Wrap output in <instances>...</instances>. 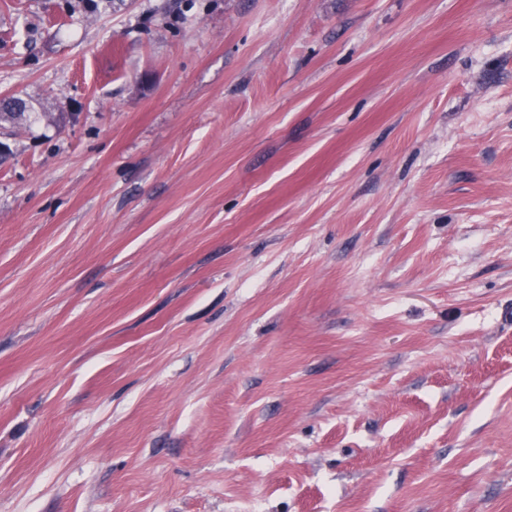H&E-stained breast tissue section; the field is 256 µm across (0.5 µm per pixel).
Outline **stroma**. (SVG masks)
<instances>
[{"mask_svg":"<svg viewBox=\"0 0 512 512\" xmlns=\"http://www.w3.org/2000/svg\"><path fill=\"white\" fill-rule=\"evenodd\" d=\"M0 512H512V0H0Z\"/></svg>","mask_w":512,"mask_h":512,"instance_id":"35a3bbf8","label":"stroma"}]
</instances>
